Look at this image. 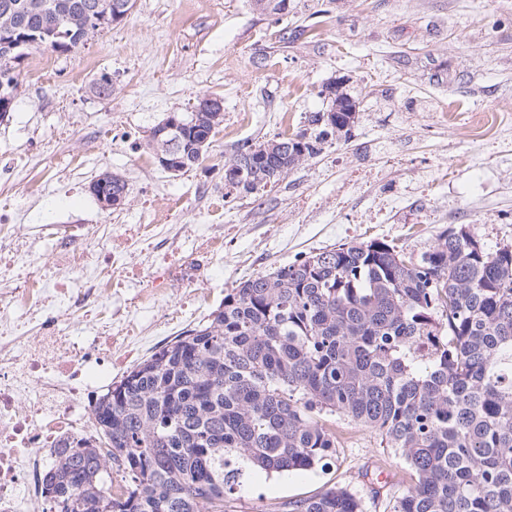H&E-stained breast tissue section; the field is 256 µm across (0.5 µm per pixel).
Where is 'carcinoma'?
Listing matches in <instances>:
<instances>
[{"instance_id": "cac0c4a2", "label": "carcinoma", "mask_w": 512, "mask_h": 512, "mask_svg": "<svg viewBox=\"0 0 512 512\" xmlns=\"http://www.w3.org/2000/svg\"><path fill=\"white\" fill-rule=\"evenodd\" d=\"M134 0H0V121L35 50L67 53L112 28ZM156 125L147 146L178 140L183 169L203 161L224 124L203 98ZM311 112L307 127L240 145L250 159L233 187L253 191L348 135L356 100ZM108 201L125 181L93 182ZM381 435L415 474L390 512H512V249L487 250L464 230L420 258L384 241L344 243L242 279L207 323L188 329L92 403L94 440H67L45 479L53 512H228L254 473L327 465L336 436L321 412ZM125 491H111L103 449ZM289 512H364L345 487L288 502Z\"/></svg>"}]
</instances>
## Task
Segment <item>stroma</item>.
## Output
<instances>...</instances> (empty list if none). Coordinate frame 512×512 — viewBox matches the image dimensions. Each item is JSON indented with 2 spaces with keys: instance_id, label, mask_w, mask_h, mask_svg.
Masks as SVG:
<instances>
[{
  "instance_id": "35a3bbf8",
  "label": "stroma",
  "mask_w": 512,
  "mask_h": 512,
  "mask_svg": "<svg viewBox=\"0 0 512 512\" xmlns=\"http://www.w3.org/2000/svg\"><path fill=\"white\" fill-rule=\"evenodd\" d=\"M40 82L21 71L14 107L0 121V158L20 170L0 178V218L25 215L31 271L0 268V289L26 274L57 277L44 225L85 224L107 243L127 224H152L130 265L161 291L154 309H130L144 338L112 369L113 382L184 329L205 324L242 278L265 274L344 243L380 240L406 255L427 251L446 230L465 228L486 249L512 247V0H288L274 14L252 0H135L127 17L73 52L52 53ZM110 74L112 92L89 85ZM346 81L357 95L349 139L328 141L276 183L245 192L224 181V162L243 142L302 129L325 109L322 88ZM202 97L221 99L224 124L200 164L173 174L150 152L153 128ZM77 171H59L58 153ZM104 170L127 184L122 205L102 209L90 191ZM37 175L44 197H27ZM391 206L372 222L378 201ZM220 224L224 243L203 252L202 227ZM192 263L193 285L169 280L175 260ZM205 294L186 302L189 290ZM326 469L251 477L236 512H287L288 501L339 485L366 512H387L414 476L380 436L341 416Z\"/></svg>"
}]
</instances>
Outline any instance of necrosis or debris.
<instances>
[{
  "instance_id": "obj_1",
  "label": "necrosis or debris",
  "mask_w": 512,
  "mask_h": 512,
  "mask_svg": "<svg viewBox=\"0 0 512 512\" xmlns=\"http://www.w3.org/2000/svg\"><path fill=\"white\" fill-rule=\"evenodd\" d=\"M89 231L60 232L53 284L28 280L0 290V512H50L44 475L63 439L94 438L90 409L97 386L128 354L126 337L113 335L131 306L150 307L153 289L129 271L126 243L152 235L148 224L126 225L106 254L84 246ZM95 308L93 335L66 325Z\"/></svg>"
}]
</instances>
